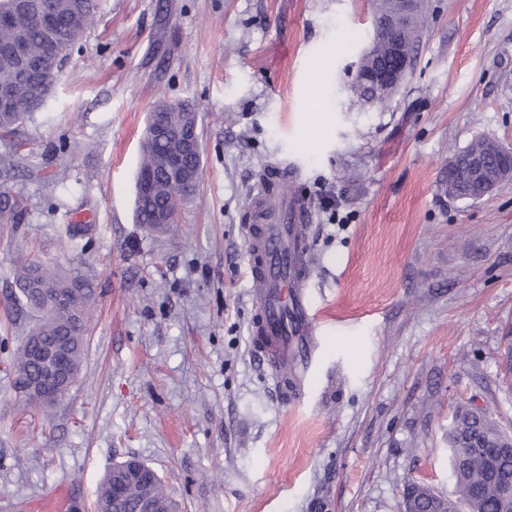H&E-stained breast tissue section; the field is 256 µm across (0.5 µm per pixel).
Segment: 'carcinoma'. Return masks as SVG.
Returning <instances> with one entry per match:
<instances>
[{
    "label": "carcinoma",
    "mask_w": 512,
    "mask_h": 512,
    "mask_svg": "<svg viewBox=\"0 0 512 512\" xmlns=\"http://www.w3.org/2000/svg\"><path fill=\"white\" fill-rule=\"evenodd\" d=\"M23 9L15 24L0 26V87L10 90L15 101L12 110L0 109V132L14 133L16 126L39 109L52 91L54 84L43 81L33 64L25 65L10 58L8 49L16 42L27 45L31 59L58 51L67 59L70 50L82 38L93 23L97 0H21ZM372 23L376 26V56L374 62L387 61V42L394 39L413 47L422 15H417L403 26L389 27L391 4L389 0H370ZM49 12L57 20L54 29L42 25V14ZM353 96L366 104L383 106L386 100L375 97L372 87L351 85ZM154 111L161 113V120L169 127H178L188 119L192 106L184 103L160 101ZM179 152L177 141L166 139L156 141L144 135L141 143L139 170H149L155 176L154 193L136 195V213L140 224H155L158 215L175 208L176 203L191 194L187 187L171 182L166 175L165 159ZM480 153L486 162L495 165L499 161L498 141L475 138L467 145V151L456 155L455 165L448 168L445 190L448 196L460 199L480 194L479 182L464 177L470 165L468 154ZM16 283L19 296L15 301L38 314L37 321L23 340L15 354L12 369L16 378L32 374L37 369L33 358L34 350L41 344L57 338H64L70 344L72 359L81 364L85 351V326L90 317L91 291L80 276H72L49 264L29 262L17 270ZM39 288H58L66 291L76 288L81 298L76 309L60 307L54 314L47 315L40 309L35 296ZM497 424L478 407L459 410L448 429V449L451 458L452 477L456 497L449 499L436 493L425 484H418L405 491L403 512H431L430 507L447 504L448 512H456L459 504L467 512H500L498 489L492 485L512 483V456L500 455L495 444L504 436ZM153 495L156 512H175L176 502L165 491L161 481L146 483L142 480L128 482L124 496L112 503V475L108 474L100 483L96 494V512H135L137 501L145 495Z\"/></svg>",
    "instance_id": "obj_1"
}]
</instances>
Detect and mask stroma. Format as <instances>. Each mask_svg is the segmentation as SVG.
Returning a JSON list of instances; mask_svg holds the SVG:
<instances>
[{
	"instance_id": "1",
	"label": "stroma",
	"mask_w": 512,
	"mask_h": 512,
	"mask_svg": "<svg viewBox=\"0 0 512 512\" xmlns=\"http://www.w3.org/2000/svg\"><path fill=\"white\" fill-rule=\"evenodd\" d=\"M368 0H98L40 110L0 156V512H94L112 467H153L179 512H400L418 479L454 496L448 428L475 404L512 433V180L448 197L477 136L512 145V0H428L410 74L377 108L350 92ZM196 109L198 188L169 231L136 223L159 97ZM309 204L319 312L305 393L255 352L242 227L265 168ZM79 226L69 239L71 226ZM32 259L81 274L87 352L51 410L12 360ZM455 165L448 167V179L445 181V190L449 197L461 199L479 195L481 185L470 178H465L464 173L470 165L467 152H459L456 155Z\"/></svg>"
}]
</instances>
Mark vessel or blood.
Listing matches in <instances>:
<instances>
[{"mask_svg": "<svg viewBox=\"0 0 512 512\" xmlns=\"http://www.w3.org/2000/svg\"><path fill=\"white\" fill-rule=\"evenodd\" d=\"M287 164L268 167L252 193L244 227L246 273L253 286L256 313L250 324L255 351L278 367L307 372L312 362L316 310L304 288L312 220L306 202L283 192Z\"/></svg>", "mask_w": 512, "mask_h": 512, "instance_id": "b4317fda", "label": "vessel or blood"}]
</instances>
